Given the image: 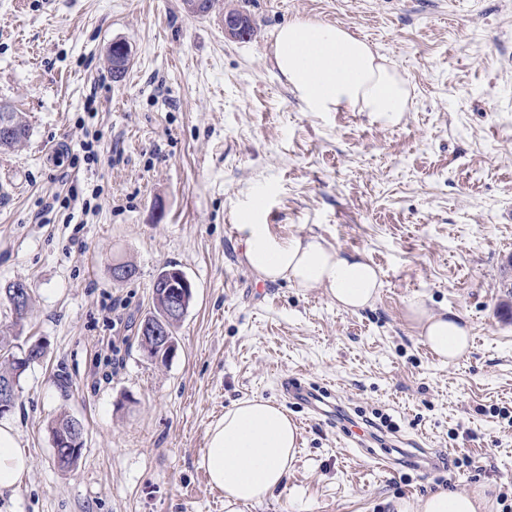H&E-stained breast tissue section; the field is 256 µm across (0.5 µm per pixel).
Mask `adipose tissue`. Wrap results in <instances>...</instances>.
I'll list each match as a JSON object with an SVG mask.
<instances>
[{
  "label": "adipose tissue",
  "instance_id": "obj_1",
  "mask_svg": "<svg viewBox=\"0 0 512 512\" xmlns=\"http://www.w3.org/2000/svg\"><path fill=\"white\" fill-rule=\"evenodd\" d=\"M274 63L308 112H372L391 119L408 111L410 91L402 76L371 46L342 27L296 20L274 40ZM244 256L262 280H286L322 288L337 308L356 312L373 306L382 286L377 268L362 256L326 246L319 238L278 239L267 225H242ZM411 320L433 356L456 362L469 349L470 330L461 315L437 313L421 297L409 300ZM298 428L287 411L260 397L225 409L207 432L199 462L232 512L258 504L284 488L298 453ZM30 460L10 425L0 423V491L19 487ZM484 486L459 492L441 488L403 503L402 512H490Z\"/></svg>",
  "mask_w": 512,
  "mask_h": 512
}]
</instances>
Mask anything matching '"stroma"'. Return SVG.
Returning a JSON list of instances; mask_svg holds the SVG:
<instances>
[{
	"instance_id": "35a3bbf8",
	"label": "stroma",
	"mask_w": 512,
	"mask_h": 512,
	"mask_svg": "<svg viewBox=\"0 0 512 512\" xmlns=\"http://www.w3.org/2000/svg\"><path fill=\"white\" fill-rule=\"evenodd\" d=\"M223 3L251 16L252 39L183 0H0V105L30 126L0 152V288L27 283L24 333L47 346L0 418L31 461L0 512H225L198 461L247 396L284 406L299 454L285 489L240 512H398L481 484L512 512V0ZM297 19L366 40L407 81L408 112L304 111L273 63ZM116 41L131 51L118 75ZM74 188L96 198L81 224L52 202ZM258 197L274 236L378 267L373 307L260 280L240 230ZM116 262L136 276L113 280ZM168 263L195 288L162 363L137 328ZM416 296L468 321L458 362L423 344ZM287 377L330 407L289 401ZM341 411L386 418L380 441L348 439ZM63 413L86 432L70 471L50 434Z\"/></svg>"
}]
</instances>
